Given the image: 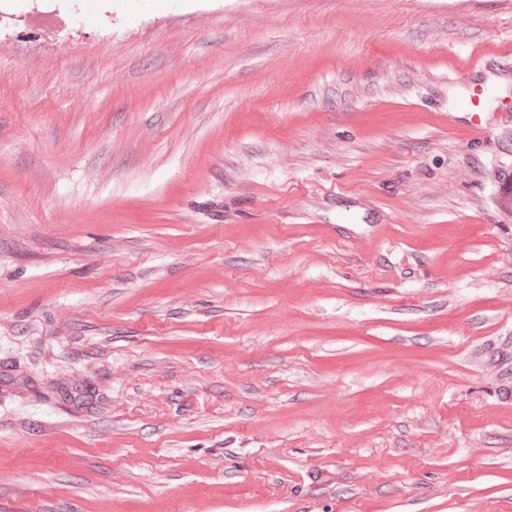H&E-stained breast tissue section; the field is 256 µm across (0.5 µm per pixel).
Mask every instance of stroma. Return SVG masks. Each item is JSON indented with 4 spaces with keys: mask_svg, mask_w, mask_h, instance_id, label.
I'll use <instances>...</instances> for the list:
<instances>
[{
    "mask_svg": "<svg viewBox=\"0 0 512 512\" xmlns=\"http://www.w3.org/2000/svg\"><path fill=\"white\" fill-rule=\"evenodd\" d=\"M505 174L512 0H0V512H512Z\"/></svg>",
    "mask_w": 512,
    "mask_h": 512,
    "instance_id": "1",
    "label": "stroma"
}]
</instances>
